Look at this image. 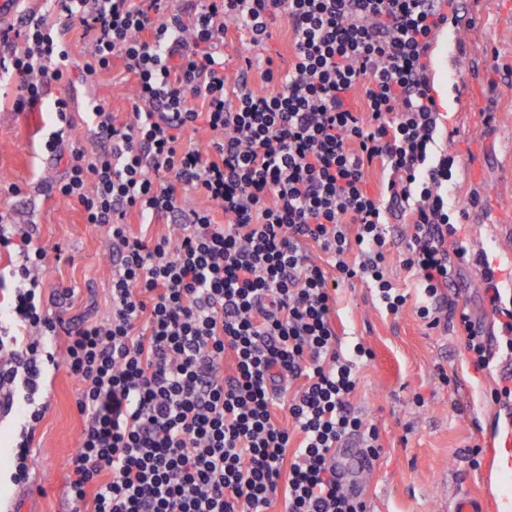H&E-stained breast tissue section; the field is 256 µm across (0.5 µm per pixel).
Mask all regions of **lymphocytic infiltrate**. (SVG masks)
Returning <instances> with one entry per match:
<instances>
[{
    "instance_id": "lymphocytic-infiltrate-1",
    "label": "lymphocytic infiltrate",
    "mask_w": 512,
    "mask_h": 512,
    "mask_svg": "<svg viewBox=\"0 0 512 512\" xmlns=\"http://www.w3.org/2000/svg\"><path fill=\"white\" fill-rule=\"evenodd\" d=\"M45 2L0 28V73L19 82L16 111L67 76L75 31L87 75L117 58L134 85L125 116L94 99L93 149L75 136L65 97L52 103L44 142L67 155L50 193L104 231L105 319L48 311L45 294L72 291L46 286L47 249L0 210L15 281L16 332L0 336V414L14 417L19 437L13 485L29 481L48 410L39 381L64 368L81 384L83 429L67 464L73 512H367L331 456L353 435L372 457L383 451L376 425L350 402L373 353L360 342L344 353L333 317L340 284L355 280L388 314L407 305L387 271L392 220L410 226L401 264L416 278L418 318L432 330L455 323L477 369L498 353L512 359V299L486 254L458 241L448 203L455 156L428 56L456 24L458 0ZM278 18L292 37L287 68L267 62V91L241 89L227 102L228 27L256 47ZM201 129L203 145L193 139ZM133 213L143 231L131 229ZM166 219L179 235L148 234ZM312 245L324 263L310 259ZM463 266L485 284L497 347L458 301Z\"/></svg>"
}]
</instances>
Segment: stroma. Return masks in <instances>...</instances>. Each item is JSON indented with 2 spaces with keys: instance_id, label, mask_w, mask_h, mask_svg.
Wrapping results in <instances>:
<instances>
[{
  "instance_id": "obj_1",
  "label": "stroma",
  "mask_w": 512,
  "mask_h": 512,
  "mask_svg": "<svg viewBox=\"0 0 512 512\" xmlns=\"http://www.w3.org/2000/svg\"><path fill=\"white\" fill-rule=\"evenodd\" d=\"M461 20L448 30L449 41L464 45L452 80L431 66L434 87L448 85L447 127L457 135L450 146L458 159L450 200L466 210L459 238L473 252H485L494 265L512 271V0H460ZM264 46L247 48L229 29L227 73H236L241 51L252 58L287 64L290 33L277 20ZM131 81L121 63L111 72L89 76L73 63L66 80L51 85V95L93 94L113 111L131 108ZM18 82L0 76V200L15 222L35 224L34 239L61 245L66 259L51 265L48 282L73 289L74 311L101 318L109 309L112 266L105 234L84 223L80 210L47 195V181L62 168L48 160L43 143L49 131L47 104L19 113ZM336 331L344 347L364 342L373 360L360 369L352 405L382 435L384 452L363 488L369 512H448L459 490L492 496L498 463L512 461V442L495 435L504 409L491 392L512 368L475 371L455 330L428 329L413 305L388 315L363 281L342 284L336 294ZM467 376L471 394L443 385L440 372ZM80 383L66 370L41 381L38 401L48 410L39 424L30 455L29 482L35 495L25 499L8 474L0 473V502L25 501L23 512H69L67 461L79 442L82 418L76 408ZM479 457H472L474 445Z\"/></svg>"
}]
</instances>
